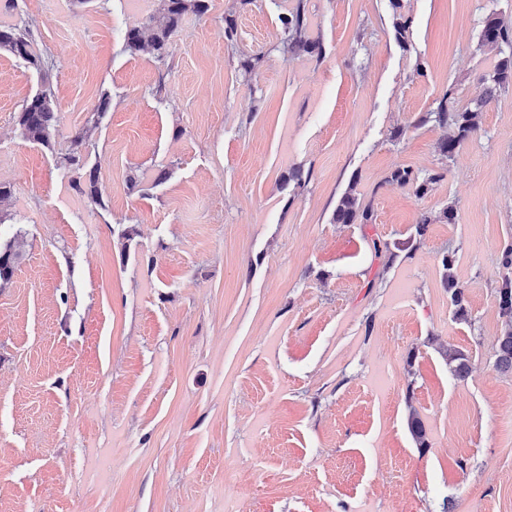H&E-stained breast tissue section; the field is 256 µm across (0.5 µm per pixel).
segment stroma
Wrapping results in <instances>:
<instances>
[{"instance_id": "obj_1", "label": "stroma", "mask_w": 512, "mask_h": 512, "mask_svg": "<svg viewBox=\"0 0 512 512\" xmlns=\"http://www.w3.org/2000/svg\"><path fill=\"white\" fill-rule=\"evenodd\" d=\"M294 2L209 0L160 60L123 47L158 0H0L50 59L60 116L54 149L19 137L40 79L1 49L0 240L21 258L0 286V512H512V373L494 366L512 88L451 158L447 129L410 126L447 89L480 95L483 21L512 25V0H403V44L389 0H304L318 57L282 52ZM105 92L96 206L58 159ZM398 167L442 178L420 197L388 184ZM351 186L372 224L333 223ZM449 206L455 223L407 248L418 214ZM371 237L403 249L375 257ZM442 346L469 355L466 380ZM455 263L456 258L454 253L448 252L442 256L443 284L448 290L450 303L454 308V317L461 321L465 320L467 313L465 305L466 295L465 286L457 280L454 274Z\"/></svg>"}]
</instances>
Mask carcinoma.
Masks as SVG:
<instances>
[{
	"label": "carcinoma",
	"instance_id": "1",
	"mask_svg": "<svg viewBox=\"0 0 512 512\" xmlns=\"http://www.w3.org/2000/svg\"><path fill=\"white\" fill-rule=\"evenodd\" d=\"M394 15V30L396 39L404 43L411 27V19L402 12V0H389ZM207 0H160L157 13L150 15L144 21L129 27L123 36L124 50L136 54L148 49L156 58L162 59L169 55L171 44L180 31L186 15L195 13L203 15L208 11ZM279 21L285 35L284 51L291 55L320 56V43L307 36V18L303 0H297L296 5L279 15ZM512 29L504 21L495 16H488L480 32L482 45L492 49H502V45L511 44ZM0 49L11 52L15 57L32 67L41 76H46V62L32 46V39L27 26L0 24ZM484 84L483 98L471 105L463 106L458 103L454 89L444 93L437 107L422 113L410 123L417 129L428 123L448 129V136L438 144L442 157H452L465 143L478 137L481 131V113L493 102L498 92L512 86V52L500 57L496 63L480 77ZM59 124V109L50 89L37 91L23 105L17 116V129L21 138L32 144L40 145L48 150L53 149ZM86 131L75 132L71 140L69 152L62 157V165L72 173L71 188L77 195L88 200L91 204H101L98 188V174L95 167L88 165L84 153ZM442 178L441 174L420 176L407 168H397L390 173L387 182L400 187L414 189L416 195L424 196L431 185ZM372 210L361 206L355 194V185H350L341 197L333 215L336 224H370ZM456 213L453 207H448L437 215L428 212L420 214L414 232L407 244L421 240L429 229V225L439 222L453 224ZM20 253L15 242L10 240L0 244V286L10 282L13 277ZM455 254L448 252L442 256V278L448 290L450 303L454 308V317L463 320L466 317L465 286L460 283L455 274ZM497 302L500 317L504 319L505 328L497 339L495 367L502 373H512V279L505 278L497 290ZM442 358L458 380L467 377L470 370V360L461 350L442 352ZM408 429L416 448L423 451L429 447V439L425 425L416 411L408 414Z\"/></svg>",
	"mask_w": 512,
	"mask_h": 512
}]
</instances>
